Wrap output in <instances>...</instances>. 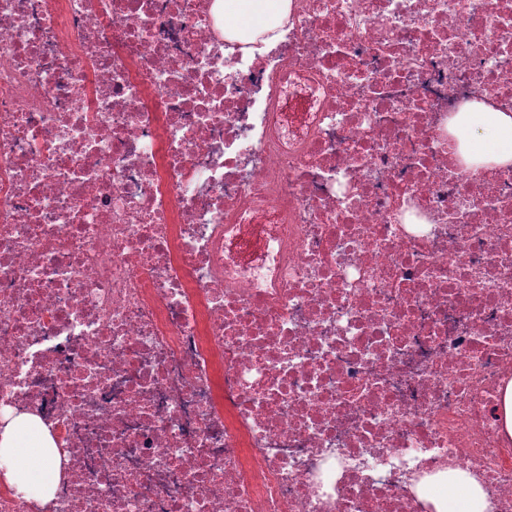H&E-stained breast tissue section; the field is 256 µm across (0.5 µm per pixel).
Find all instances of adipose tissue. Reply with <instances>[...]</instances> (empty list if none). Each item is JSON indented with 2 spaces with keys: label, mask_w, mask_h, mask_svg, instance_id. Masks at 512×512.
<instances>
[{
  "label": "adipose tissue",
  "mask_w": 512,
  "mask_h": 512,
  "mask_svg": "<svg viewBox=\"0 0 512 512\" xmlns=\"http://www.w3.org/2000/svg\"><path fill=\"white\" fill-rule=\"evenodd\" d=\"M290 0H215L214 11L224 23L229 40L246 34L275 30L287 18ZM454 128H469L466 163L488 167L512 166V112L495 109L483 100L466 105L453 121ZM54 442L44 424L30 413L0 414V472L19 491L46 501L58 479V468L45 451ZM437 512H484L485 494L474 482L452 478L434 499Z\"/></svg>",
  "instance_id": "ef3b65f1"
}]
</instances>
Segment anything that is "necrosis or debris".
Segmentation results:
<instances>
[{"instance_id": "1", "label": "necrosis or debris", "mask_w": 512, "mask_h": 512, "mask_svg": "<svg viewBox=\"0 0 512 512\" xmlns=\"http://www.w3.org/2000/svg\"><path fill=\"white\" fill-rule=\"evenodd\" d=\"M0 0V512H512V0ZM290 0H215V14L224 23V37L244 40L248 33L274 31L287 18ZM476 113L479 114L478 126L471 128L468 140L472 146L480 143L481 148L471 152L461 144L464 161L488 167L512 166V112L495 109L484 100H475L467 104L465 112H460L451 124L454 129H461ZM34 448H55L53 439L39 418L12 411L0 415V471L19 491L36 500L51 498L58 479L57 465ZM432 501L438 512H483L486 508L480 486L463 478L448 479V487Z\"/></svg>"}]
</instances>
